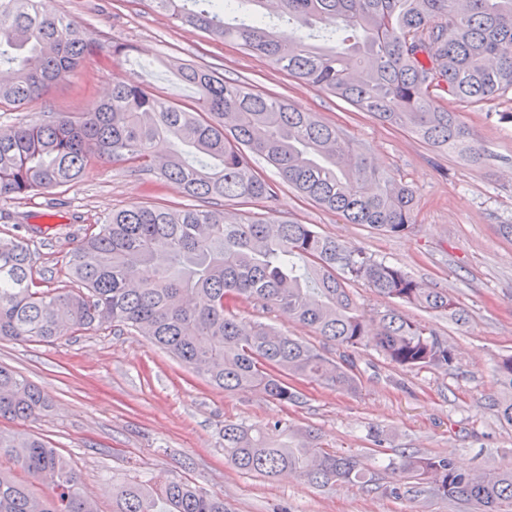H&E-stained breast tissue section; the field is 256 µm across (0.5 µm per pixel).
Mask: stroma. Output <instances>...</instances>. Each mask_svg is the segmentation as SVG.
<instances>
[{"instance_id": "1", "label": "stroma", "mask_w": 512, "mask_h": 512, "mask_svg": "<svg viewBox=\"0 0 512 512\" xmlns=\"http://www.w3.org/2000/svg\"><path fill=\"white\" fill-rule=\"evenodd\" d=\"M80 33L101 47L68 80L36 102L0 108V126L31 124L44 116L92 111L116 74L189 102L192 88L176 83L171 67L195 63L252 88L284 96L317 113L358 142L378 168L409 186L414 220L403 233L381 234L350 224L281 185L276 214L312 224L327 235L399 266L426 287L448 292L466 309L458 325L414 306L409 319L447 340L456 360L449 370H402L371 347L340 350L314 330L252 306L241 317L266 322L337 358L347 356L359 377L356 391L297 381L299 402L281 403L251 390L231 393L208 384L138 333L107 324L54 343L0 340V365L35 383L50 407L28 422L0 418V431L27 432L50 442L80 473L99 512H112V481L164 484L182 478L223 495L229 512H472L471 505L389 494L391 475L373 461L371 431L385 439L384 461L408 449L451 457L462 470L480 472L512 459V427L495 415V366L512 356V91L480 105L452 100L471 143L472 162L442 154L417 136L382 123L315 87L298 93L296 81L266 60L211 39L190 25L158 14L150 0H53ZM131 47L121 65L109 59L113 42ZM192 198L166 184L130 174L125 164H87L67 190L0 203V237L28 226L36 278L43 287L69 282L66 262L85 228L115 210L135 205L187 207ZM290 422L316 430L339 452L370 460L371 482L339 481L312 487L284 473L265 480L235 469L224 458V424Z\"/></svg>"}]
</instances>
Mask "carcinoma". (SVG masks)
I'll use <instances>...</instances> for the list:
<instances>
[{
    "mask_svg": "<svg viewBox=\"0 0 512 512\" xmlns=\"http://www.w3.org/2000/svg\"><path fill=\"white\" fill-rule=\"evenodd\" d=\"M154 9L261 56L377 120L398 125L444 153L472 161L449 96L480 103L512 90V0H280L279 17L304 32L280 38L264 0H152ZM248 19H238L243 6ZM51 0H0V105L41 97L96 54ZM196 88L179 104L119 75L97 111L0 132V201L69 187L93 159L126 162L198 200L270 202L274 185L254 167L258 156L304 199L350 224L399 234L413 221L414 195L380 172L351 138L285 98L229 81L198 64L177 68ZM159 140L171 143L164 155ZM79 288L44 289L29 243L0 241V339L52 342L113 324L148 338L208 383L249 388L282 403L300 398L294 381L354 391L352 365L335 361L269 324L236 310L250 304L312 327L326 341L373 347L406 370H448L455 355L432 329L388 307L373 314L353 299L361 283L382 299L446 314L467 312L448 293L427 288L401 268L327 236L312 224L271 212L225 221L217 209L132 206L85 235L68 259ZM502 398L493 404L512 427V357L495 369ZM48 409L38 387L0 366V418L28 421ZM0 454L28 475L0 468V512H98L69 459L28 433L0 432ZM224 458L269 480L290 471L315 487L370 481L365 460L326 448L314 430L224 423ZM389 492H414L477 512H512V462L495 478L457 469L448 456L401 453L390 459ZM112 512H228L224 496L180 479L112 484Z\"/></svg>",
    "mask_w": 512,
    "mask_h": 512,
    "instance_id": "obj_1",
    "label": "carcinoma"
}]
</instances>
